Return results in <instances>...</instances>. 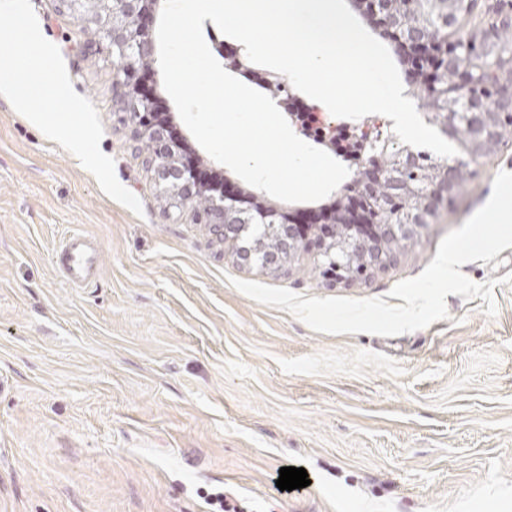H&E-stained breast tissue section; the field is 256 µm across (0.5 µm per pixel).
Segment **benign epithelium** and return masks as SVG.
Instances as JSON below:
<instances>
[{
  "label": "benign epithelium",
  "mask_w": 512,
  "mask_h": 512,
  "mask_svg": "<svg viewBox=\"0 0 512 512\" xmlns=\"http://www.w3.org/2000/svg\"><path fill=\"white\" fill-rule=\"evenodd\" d=\"M159 3V0H97L98 8L91 17L103 35L98 47H104L114 57L121 59L122 69L112 85V96L126 103L124 121L130 124L137 138L145 142L147 158L154 170L157 181L172 187L184 206L192 208L196 217H204L212 225L216 238L239 242L253 240L249 247H240L244 260L265 268L280 265L283 258L296 253L307 240L301 226L293 223V214L279 218L276 213L263 207L246 209L239 196L220 193L218 195L195 182L189 169L180 161L181 144L168 138L164 129L152 120V99L136 93L141 70L150 65L153 43L141 19ZM437 33L424 22L403 30L402 37L395 42L396 49H405L416 55L437 47ZM470 51L466 57L445 48L438 53V60L450 71H457L462 79L456 87L457 97L468 102L470 112L465 114V125L469 129L470 142L464 144L468 150L472 144L491 139L499 125L512 121V82L497 83L495 75L500 59L486 60L472 67ZM485 77V82L496 83L495 98L504 108L502 112L485 111V100L475 92L471 78L473 70ZM266 90L274 98L283 95L296 98L281 77L267 74L261 79ZM414 153L398 150L392 154L388 166L382 167L377 161L364 162L365 168L359 175L358 189L365 202L374 207L383 206L378 195L379 186L395 174L409 167ZM434 173L424 193V208L438 210L441 202L451 191L462 168L460 164L435 163ZM345 232L337 235V225L323 224L318 228L317 240L321 264L331 276L341 270V260L359 258L365 266L384 268L393 261L389 246L393 242L413 236L418 224L400 221L395 224H370L352 212L339 218Z\"/></svg>",
  "instance_id": "obj_1"
}]
</instances>
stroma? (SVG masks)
Returning <instances> with one entry per match:
<instances>
[{
	"instance_id": "35a3bbf8",
	"label": "stroma",
	"mask_w": 512,
	"mask_h": 512,
	"mask_svg": "<svg viewBox=\"0 0 512 512\" xmlns=\"http://www.w3.org/2000/svg\"><path fill=\"white\" fill-rule=\"evenodd\" d=\"M31 4L143 212L0 96V512H210L219 489L241 512H512V247L460 267L495 281V317L450 294L447 318L399 336L315 332L231 284L386 297L512 172V133L475 154L452 206L399 241L390 266L336 282L302 250L248 267L155 181L95 25L59 0ZM510 26L512 0H472L448 34L490 45ZM165 119L202 169L280 207L211 158L175 105ZM74 232L103 248L81 288L53 263ZM283 467L309 486L280 490Z\"/></svg>"
}]
</instances>
